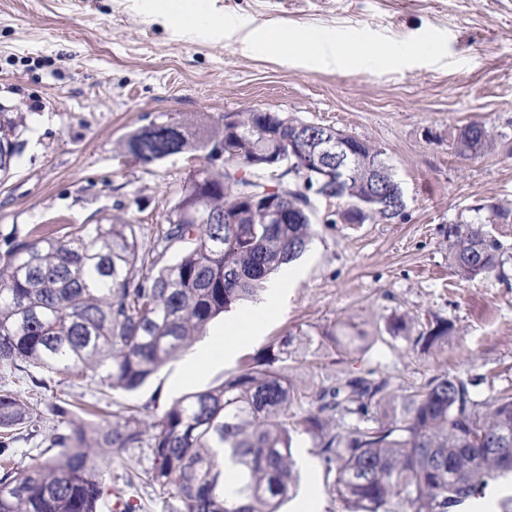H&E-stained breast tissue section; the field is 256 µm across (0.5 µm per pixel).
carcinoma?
I'll return each mask as SVG.
<instances>
[{
    "label": "carcinoma",
    "mask_w": 512,
    "mask_h": 512,
    "mask_svg": "<svg viewBox=\"0 0 512 512\" xmlns=\"http://www.w3.org/2000/svg\"><path fill=\"white\" fill-rule=\"evenodd\" d=\"M235 120L152 121L133 132L126 154L137 163L201 151L207 164L183 183L166 223L149 244L140 225L122 218L72 224L62 236L34 225L0 234V374L21 365L59 376L88 372L112 390L134 391L207 333L209 324L257 296L268 276L299 259L316 235L307 204L326 193L344 199L349 224L392 220L375 194L399 196L393 178L375 180L386 162L377 146L344 135L346 168L330 187L314 167L325 130L281 112H236ZM22 122L0 112V173L23 146ZM493 143L478 122L460 127L452 149L475 155ZM288 157V195L266 168ZM288 209L285 224H267L268 207ZM512 209L448 225V260L467 281L503 276L512 248L503 228ZM178 255L165 261L169 250ZM453 324L435 318L411 338V350H448ZM323 336L343 364L378 337ZM295 335L274 339L213 388L186 394L146 421L128 407L107 426L93 424L61 397L49 406L65 429H53L51 457L24 469L10 464L19 430L44 421L42 397L19 399L0 386V512H98L112 454L99 448L152 449L149 479L173 492L181 512H280L299 479L292 448L307 436L346 512H455L482 499L490 482L512 474V392L473 398L471 381L446 371L402 388L374 370L336 372V383L300 388L285 369ZM233 472L236 498L224 494Z\"/></svg>",
    "instance_id": "obj_1"
}]
</instances>
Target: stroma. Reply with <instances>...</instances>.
I'll return each mask as SVG.
<instances>
[{"mask_svg":"<svg viewBox=\"0 0 512 512\" xmlns=\"http://www.w3.org/2000/svg\"><path fill=\"white\" fill-rule=\"evenodd\" d=\"M159 0H0V112L26 117L22 153L0 177V230L121 217L149 234L164 223L190 169L188 152L148 163L124 156L129 133L167 117L260 109L335 127L369 141L393 166L405 199L390 221L319 224L277 311L256 334L229 337L235 317L215 318L207 335L133 392L97 377L44 370L46 401L65 395L103 412L128 404L158 412L181 396L224 382L277 336H295L287 375L298 387L333 383V350L312 362L308 341L349 323L367 335L408 316L406 336L373 344L352 370H377L403 386L439 371L475 381L482 401L512 390V262L507 281L461 280L448 263V226L473 219L474 205L512 208V0H210L214 14L285 22L312 33L403 54L376 64L322 69L243 52L235 37L154 18ZM477 121L500 134L494 150L462 158L450 136ZM438 317L453 322L448 350L424 358L408 337ZM227 351L195 361L215 340ZM31 376V377H34ZM30 376L0 375L26 395ZM293 454L301 479L282 512H344L326 486L308 437ZM107 485L124 487L130 512H180L181 502L148 479L149 448L120 450Z\"/></svg>","mask_w":512,"mask_h":512,"instance_id":"1","label":"stroma"}]
</instances>
